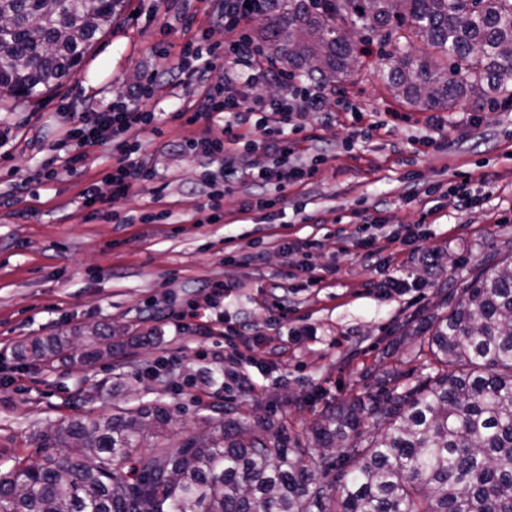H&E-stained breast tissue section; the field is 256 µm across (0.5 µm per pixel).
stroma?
Wrapping results in <instances>:
<instances>
[{"label":"stroma","instance_id":"35a3bbf8","mask_svg":"<svg viewBox=\"0 0 512 512\" xmlns=\"http://www.w3.org/2000/svg\"><path fill=\"white\" fill-rule=\"evenodd\" d=\"M218 0H125L111 28L74 73L46 93L0 100V457L31 447L48 422L84 412L110 415L121 408L161 402L172 413L171 439L197 434L212 405L245 423L274 414L291 445L305 447L315 424L355 399L382 397L388 373L414 387L430 372V354L418 329L432 315L463 298L476 276L512 259V104L472 101L447 113L432 129L431 108L396 97L386 82L392 65L379 35L356 30L367 50L360 72L335 84L310 83L325 102L323 113H294L290 135L305 163H316L309 183L289 189L288 208L253 212L237 222L243 186L226 192L222 224L177 223L201 194L202 162L181 148L195 127L174 119L204 90L188 81L165 90L161 117L134 138L156 163L154 180L113 202L112 218H93L82 194L109 195L103 175L112 154L90 150L76 173L52 182L36 178L51 147L75 112H97L122 102L128 88L150 74H167L165 49L205 31L224 45L223 27L209 18ZM362 121H354L355 113ZM400 113L391 121V113ZM469 175L482 201L458 209L448 187ZM439 185L438 193L409 201L411 176ZM171 218H163V211ZM153 213L152 224H130V215ZM386 232L421 224L429 233L430 261L420 253L388 247V268L374 271L358 256L364 219ZM346 238H339V229ZM317 239L312 258L284 255L280 236ZM263 251L262 266L225 267L228 255ZM336 265L328 288H295L287 316L271 306V286L284 283L289 264ZM231 276L224 299L225 325H248V335L225 347L222 336L174 331L162 318L190 301H204L205 284ZM411 280L403 293L380 286L387 277ZM116 330L114 355L84 365L53 357L18 355L19 344L87 325ZM267 354L248 371L254 387H239L232 373L237 355H249L257 339ZM162 369L149 375L150 366ZM111 401L81 404L79 395L105 381Z\"/></svg>","mask_w":512,"mask_h":512}]
</instances>
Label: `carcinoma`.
I'll use <instances>...</instances> for the list:
<instances>
[{"label":"carcinoma","mask_w":512,"mask_h":512,"mask_svg":"<svg viewBox=\"0 0 512 512\" xmlns=\"http://www.w3.org/2000/svg\"><path fill=\"white\" fill-rule=\"evenodd\" d=\"M122 3L0 0V90L30 98L59 84ZM262 14L270 23L258 38L309 79L354 75L364 51L346 27L358 25L391 43L387 83L398 97L448 112L471 96L512 101V0H268ZM464 292L427 325L426 384L391 375L383 398L326 414L313 448L288 447L269 422H226L221 407L205 418L211 434L172 446L151 442L172 421L159 403L63 418L0 463V512H512V263ZM86 339L80 361L112 355V328ZM68 347L56 333L29 353L46 360ZM364 418L376 434L349 438ZM339 442L352 467L332 488L315 470L331 467Z\"/></svg>","instance_id":"obj_1"}]
</instances>
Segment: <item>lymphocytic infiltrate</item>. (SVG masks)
<instances>
[{
  "mask_svg": "<svg viewBox=\"0 0 512 512\" xmlns=\"http://www.w3.org/2000/svg\"><path fill=\"white\" fill-rule=\"evenodd\" d=\"M254 57V48L247 36L238 35L227 49L212 47L206 50L186 43L180 49L179 62L174 77L162 80L148 75L145 85L132 87L129 106L122 111L105 110L97 113L93 124H78L69 128L60 141L66 149V157H48L41 169L44 180L57 177L59 168L75 170L87 156L89 149L107 147L114 163L105 180L112 187L113 198L126 197L143 182L153 180L155 167L150 158L142 154L138 143L125 140L129 131H139L153 123L155 111L143 109L142 101L157 98L160 91L175 88L177 76L184 69H191L196 82L204 84L216 65L224 67L225 86L205 93L204 97L187 117V124L205 122L206 131L191 137L187 145L204 162L203 181L209 189L208 201L197 204L193 212L200 223L218 224L224 218L220 211L218 187H232L239 183L251 184L252 190L242 199L239 215L246 216L260 207L272 208L285 204L284 191L288 185L312 178L314 167L305 165L294 154L288 138L289 116L294 112H319L324 100L307 89L285 85L286 99L275 105L251 99L245 94L228 92V85L240 82L238 67ZM221 123L219 132H211L214 123ZM253 125L263 139L261 154L240 156L238 146L243 138L241 129Z\"/></svg>",
  "mask_w": 512,
  "mask_h": 512,
  "instance_id": "lymphocytic-infiltrate-1",
  "label": "lymphocytic infiltrate"
}]
</instances>
